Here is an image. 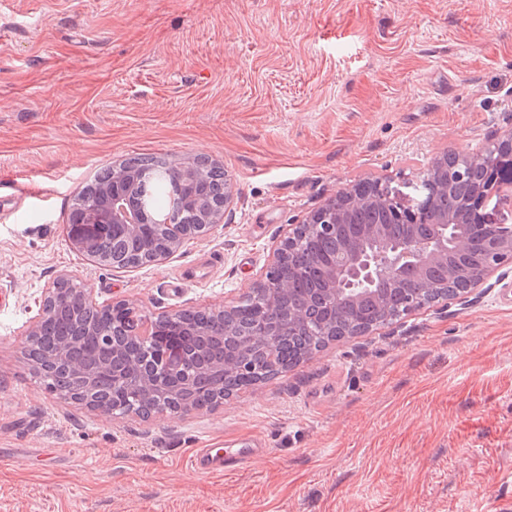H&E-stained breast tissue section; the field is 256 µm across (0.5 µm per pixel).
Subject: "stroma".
<instances>
[{"mask_svg":"<svg viewBox=\"0 0 512 512\" xmlns=\"http://www.w3.org/2000/svg\"><path fill=\"white\" fill-rule=\"evenodd\" d=\"M512 122V0H0V512H503L512 262L467 309L332 343L213 409L108 420L35 376L59 274L150 316L241 297L275 238L348 184L415 178ZM223 166L230 223L135 268L67 236L104 166ZM257 441L243 470L199 448ZM69 275L66 273L60 274L56 280L52 282V284L45 288L43 293V297L41 300V304L39 307V312L34 320L27 326L24 333L22 334L25 337V344L27 345V351L31 348L32 344L36 340V337L39 335L42 325L44 321L50 315V309L56 303L61 301H77L82 304L84 307H110V309L122 308V309H135L138 310L139 306L128 300H120L117 302H112L106 305H99L96 303V299L94 297V293L92 288L82 287L80 285L71 281H67ZM66 281V282H63ZM63 282V283H62ZM61 283V284H60ZM60 285V288H59ZM66 292H63L62 289ZM74 288H77V292L75 294H68L67 292L72 291ZM264 448H202L191 460L192 466L200 470L231 473L245 468L254 456Z\"/></svg>","mask_w":512,"mask_h":512,"instance_id":"stroma-1","label":"stroma"}]
</instances>
